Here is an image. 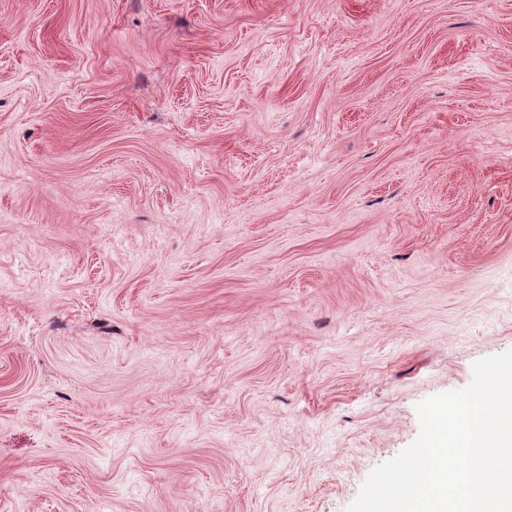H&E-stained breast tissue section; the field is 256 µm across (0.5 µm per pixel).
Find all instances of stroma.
Returning <instances> with one entry per match:
<instances>
[{
  "mask_svg": "<svg viewBox=\"0 0 512 512\" xmlns=\"http://www.w3.org/2000/svg\"><path fill=\"white\" fill-rule=\"evenodd\" d=\"M512 349V0H0V512H346Z\"/></svg>",
  "mask_w": 512,
  "mask_h": 512,
  "instance_id": "stroma-1",
  "label": "stroma"
}]
</instances>
